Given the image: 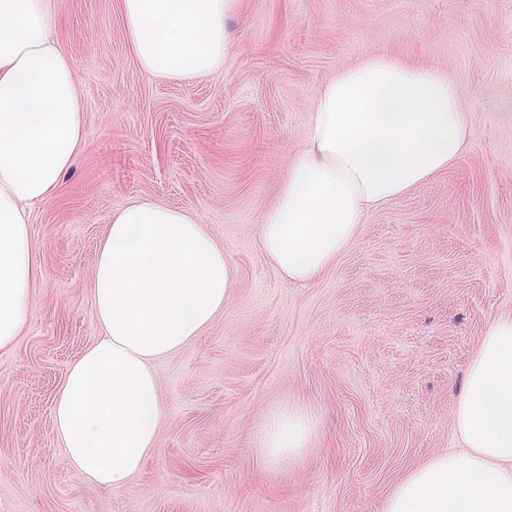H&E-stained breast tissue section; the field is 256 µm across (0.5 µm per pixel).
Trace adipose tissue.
<instances>
[{"instance_id":"obj_1","label":"adipose tissue","mask_w":512,"mask_h":512,"mask_svg":"<svg viewBox=\"0 0 512 512\" xmlns=\"http://www.w3.org/2000/svg\"><path fill=\"white\" fill-rule=\"evenodd\" d=\"M238 0H119L128 44L148 76L222 71ZM53 0H0V351L28 324L39 273L34 206L51 197L84 144L76 65L54 36ZM469 126L453 83L434 67L369 55L321 90L305 149L257 229L269 261L309 286L334 267L367 215L459 162ZM236 270L186 210L139 200L98 246L89 288L99 333L69 367L53 431L89 482L125 487L157 447L164 416L157 359L224 312ZM460 450L415 466L382 512H512V317L492 319L452 409ZM317 419L271 412L261 448L272 462L309 448Z\"/></svg>"}]
</instances>
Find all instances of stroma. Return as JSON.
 <instances>
[{
	"label": "stroma",
	"mask_w": 512,
	"mask_h": 512,
	"mask_svg": "<svg viewBox=\"0 0 512 512\" xmlns=\"http://www.w3.org/2000/svg\"><path fill=\"white\" fill-rule=\"evenodd\" d=\"M84 147L34 207L30 322L0 352V512H381L421 461L459 449L451 409L482 333L512 316V0H239L234 54L198 79L147 76L117 0H55ZM388 54L457 88L469 150L368 215L317 283H288L257 236L322 87ZM150 199L193 214L237 268L223 314L155 365L160 444L124 488L70 464L52 427L69 365L98 333L88 281L113 215ZM320 430L273 465L267 415Z\"/></svg>",
	"instance_id": "obj_1"
}]
</instances>
